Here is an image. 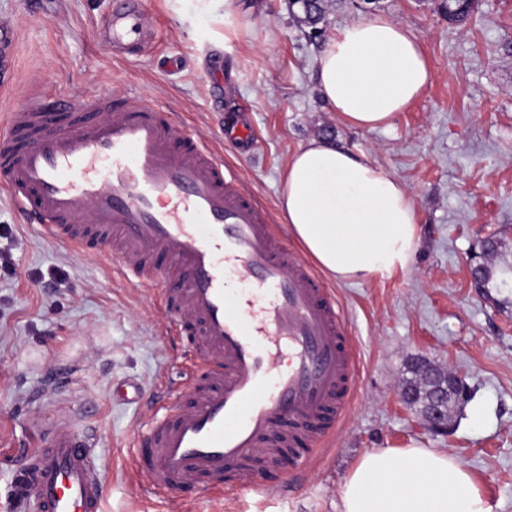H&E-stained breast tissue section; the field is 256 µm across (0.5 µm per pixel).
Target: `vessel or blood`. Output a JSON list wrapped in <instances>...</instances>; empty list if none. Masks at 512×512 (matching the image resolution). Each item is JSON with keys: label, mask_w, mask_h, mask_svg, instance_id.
<instances>
[{"label": "vessel or blood", "mask_w": 512, "mask_h": 512, "mask_svg": "<svg viewBox=\"0 0 512 512\" xmlns=\"http://www.w3.org/2000/svg\"><path fill=\"white\" fill-rule=\"evenodd\" d=\"M114 38L152 36L137 10ZM0 130V188L47 239L96 256L119 245L121 275L159 287L168 323L199 327L194 362L159 402L138 443L151 490L204 484L251 492L243 464L307 440L321 447L357 389V355L333 291L272 228V218L195 134L128 89L51 101L30 89ZM248 289L230 288V276ZM30 455L9 512H101L104 479L92 439L61 424Z\"/></svg>", "instance_id": "vessel-or-blood-1"}]
</instances>
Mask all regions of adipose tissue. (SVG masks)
<instances>
[{
  "mask_svg": "<svg viewBox=\"0 0 512 512\" xmlns=\"http://www.w3.org/2000/svg\"><path fill=\"white\" fill-rule=\"evenodd\" d=\"M418 39L386 16L351 23L319 58L320 93L349 126H388L430 81ZM279 209L289 233L333 282L406 269L419 241L411 193L366 153L309 140L286 167ZM342 512H492L471 473L418 445L365 453L341 491Z\"/></svg>",
  "mask_w": 512,
  "mask_h": 512,
  "instance_id": "obj_1",
  "label": "adipose tissue"
}]
</instances>
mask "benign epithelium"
Returning a JSON list of instances; mask_svg holds the SVG:
<instances>
[{
  "instance_id": "obj_1",
  "label": "benign epithelium",
  "mask_w": 512,
  "mask_h": 512,
  "mask_svg": "<svg viewBox=\"0 0 512 512\" xmlns=\"http://www.w3.org/2000/svg\"><path fill=\"white\" fill-rule=\"evenodd\" d=\"M498 241L489 236L481 241L480 251L473 254L468 262L471 285L479 293L485 289L484 271L486 257L495 248ZM425 376V393L417 388L403 387L400 391L401 401L410 406L419 397H425L421 412L427 426L436 433L448 432L450 413L454 407L467 401L468 387L462 377L437 368L426 362L423 365Z\"/></svg>"
}]
</instances>
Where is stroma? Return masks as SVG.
Wrapping results in <instances>:
<instances>
[{"label":"stroma","instance_id":"35a3bbf8","mask_svg":"<svg viewBox=\"0 0 512 512\" xmlns=\"http://www.w3.org/2000/svg\"><path fill=\"white\" fill-rule=\"evenodd\" d=\"M151 45L114 52L104 29L116 0H0V24L17 32L16 90L38 85L74 100L121 85L207 140L243 185L280 220L279 180L298 147L329 138L368 153L410 189L421 230L411 264L391 277L338 284L356 349L359 383L333 445L300 464L253 460L258 493L150 492L132 459L153 416L147 404L192 354L161 333L158 293L130 285L103 246L87 259L23 223L0 189V512L26 456L45 447L42 426L61 412L94 435L104 512H336L345 477L376 448L419 445L455 456L492 512H512V277L477 293L469 257L485 236L490 263L512 270V0H477L462 24L444 0H323L318 27L289 0H239L231 33L206 0H142ZM385 15L419 40L431 66L421 97L388 128L358 129L330 112L318 58L335 30ZM247 124L242 149L222 135ZM465 378L470 399L447 433L431 432L399 399L411 362ZM122 381L134 402L113 398Z\"/></svg>","mask_w":512,"mask_h":512}]
</instances>
